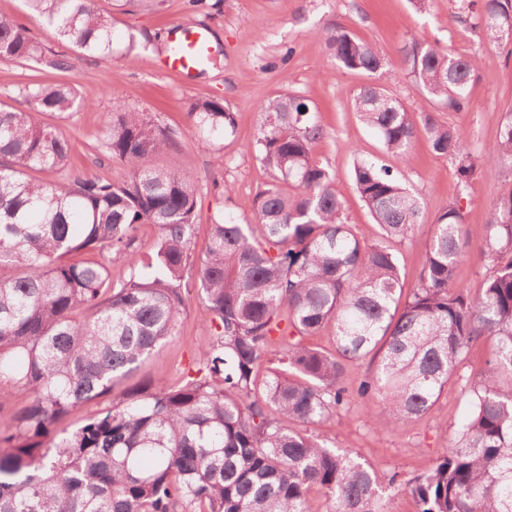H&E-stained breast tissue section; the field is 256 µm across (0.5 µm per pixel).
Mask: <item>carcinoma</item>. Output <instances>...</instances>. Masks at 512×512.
Here are the masks:
<instances>
[{
  "label": "carcinoma",
  "instance_id": "carcinoma-1",
  "mask_svg": "<svg viewBox=\"0 0 512 512\" xmlns=\"http://www.w3.org/2000/svg\"><path fill=\"white\" fill-rule=\"evenodd\" d=\"M26 2L83 54L112 53V19L93 0ZM457 2L483 42L509 41L512 0ZM316 37L338 70L377 76L352 107L385 152L408 165L423 134L436 155L457 162L465 191L476 164L460 130L407 109L385 88L376 45L334 24ZM44 59L30 29L1 14L0 60ZM405 63L429 100L464 109L477 59L414 38ZM18 95L26 108L0 102V272H9L0 275V418L12 421L0 430V512H311L314 491L332 512H384L375 468L303 427L335 416L354 394L376 400L403 427L433 410L484 338L496 352L468 394L467 418L405 490L419 512H512V191L493 201L484 225L490 272L478 296L454 284L467 238L455 205L433 225L419 284L405 296L391 242L419 224V198L389 167L357 160L354 186L382 232L379 243H362L314 156L323 129L303 96L286 93L261 113L256 150L271 183L255 198V222L215 218L195 259L196 182L176 164H149L176 147L174 129L119 105L101 147L130 178L47 183L35 174L67 168L73 145L35 117L63 121L82 101L61 82L27 83ZM190 116L214 139L234 127L233 113L214 99L196 100ZM484 161L512 167V114ZM141 224L156 231L145 259L136 246ZM80 252L102 260H72ZM115 263L127 268L117 283ZM193 294L212 328L194 373L176 387L147 379L115 393L175 335ZM327 327L333 351L304 343ZM274 339L282 367L264 370ZM368 355L372 374L347 385L345 364ZM5 387L30 395L27 406L15 409ZM106 394L111 407L57 434L75 407Z\"/></svg>",
  "mask_w": 512,
  "mask_h": 512
}]
</instances>
